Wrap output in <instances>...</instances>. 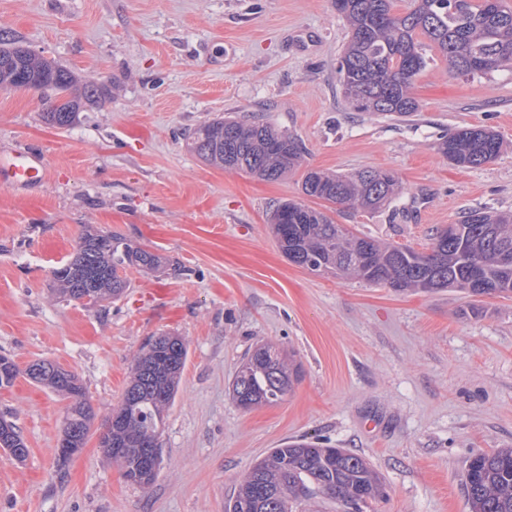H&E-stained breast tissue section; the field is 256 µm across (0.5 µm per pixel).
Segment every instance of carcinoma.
<instances>
[{"mask_svg":"<svg viewBox=\"0 0 512 512\" xmlns=\"http://www.w3.org/2000/svg\"><path fill=\"white\" fill-rule=\"evenodd\" d=\"M335 4L351 28L338 61V81L358 111L396 119L417 111L412 83L426 66L416 40L419 33L433 43L453 73H486L512 65V6L507 0H411L403 14L392 12V0ZM21 83L42 92L43 118L60 129L75 123L85 100L110 92L105 83L85 86L74 72L1 38L0 88L15 89ZM185 144L209 166L263 181L288 174L303 156L295 137L260 115L247 120L213 118L190 130ZM500 146L495 130L466 127L444 136L438 151L455 166L476 168L495 160ZM399 190L398 177L388 171L335 175L311 170L302 182L304 195L362 212L389 206ZM270 224L285 257L313 273L350 276L397 290L457 288L470 297L512 294V212L470 211L453 230H436L427 252L343 233L324 212L301 202L279 203ZM475 267L480 269L479 285L470 288ZM128 270L181 275L184 267L123 234L87 225L54 277L62 298H86L98 305L124 293ZM187 358L182 337H150L134 360L120 405L102 423L100 447L105 457L119 463L133 484L149 486L158 476L148 451L161 453L165 415L175 401ZM22 373L69 400L61 444L83 447L96 413L79 378L47 360L22 371L12 357L0 353V390L12 387ZM299 377L300 365L293 356L273 344H257L232 381V397L246 410L273 405L292 391ZM0 448L17 464L28 455L15 424L2 417ZM465 490L471 512H512V448L471 459ZM383 497L381 479L364 457L301 438L284 442L256 462L225 512H308L318 499L336 503L337 512H364Z\"/></svg>","mask_w":512,"mask_h":512,"instance_id":"carcinoma-1","label":"carcinoma"}]
</instances>
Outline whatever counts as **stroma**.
I'll return each mask as SVG.
<instances>
[{
	"mask_svg": "<svg viewBox=\"0 0 512 512\" xmlns=\"http://www.w3.org/2000/svg\"><path fill=\"white\" fill-rule=\"evenodd\" d=\"M0 36L83 84L112 83L67 129L45 123L39 92L0 89V151L48 162L35 193L0 184V353L22 370L49 360L74 372L103 418L150 337L174 333L189 350L147 488L104 459L99 423L59 465L67 399L24 374L0 390L29 448L21 464L0 452V512H224L250 467L304 435L369 460L386 496L367 512H470L468 461L512 448V297L315 274L281 253L269 217L305 201L356 235L425 251L468 211H512V69L456 75L423 42L418 110L394 120L342 94L349 28L335 0H0ZM252 112L303 144L300 168L263 181L187 151L191 128ZM477 126L501 137L494 161L461 168L438 152ZM310 169L391 171L401 191L356 212L305 198ZM86 224L185 272L131 270L110 302L60 301L53 271ZM262 341L294 351L302 378L284 401L244 410L231 383Z\"/></svg>",
	"mask_w": 512,
	"mask_h": 512,
	"instance_id": "35a3bbf8",
	"label": "stroma"
}]
</instances>
